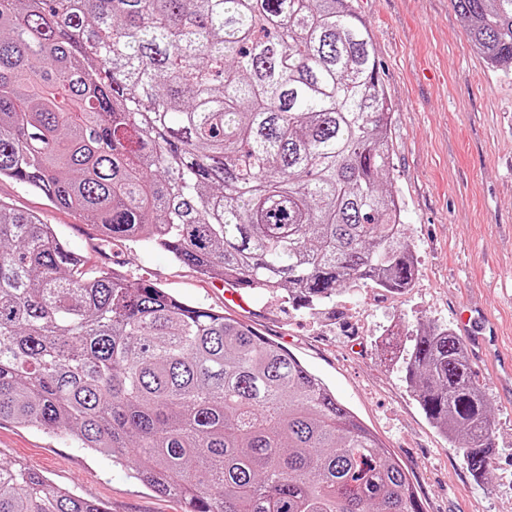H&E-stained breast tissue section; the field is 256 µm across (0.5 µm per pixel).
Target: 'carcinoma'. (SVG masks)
I'll list each match as a JSON object with an SVG mask.
<instances>
[{
    "mask_svg": "<svg viewBox=\"0 0 512 512\" xmlns=\"http://www.w3.org/2000/svg\"><path fill=\"white\" fill-rule=\"evenodd\" d=\"M512 70V0H451ZM392 104L352 0H0V179L107 241L316 311L413 286ZM406 381L476 477L491 410L461 337L421 324ZM64 430L187 512H424L286 348L74 256L0 200V419ZM0 512H108L0 464Z\"/></svg>",
    "mask_w": 512,
    "mask_h": 512,
    "instance_id": "1",
    "label": "carcinoma"
}]
</instances>
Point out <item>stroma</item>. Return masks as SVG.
Segmentation results:
<instances>
[{"instance_id": "stroma-1", "label": "stroma", "mask_w": 512, "mask_h": 512, "mask_svg": "<svg viewBox=\"0 0 512 512\" xmlns=\"http://www.w3.org/2000/svg\"><path fill=\"white\" fill-rule=\"evenodd\" d=\"M353 5L372 32L393 104L391 182L416 267L408 291L354 288L308 313L250 288L237 304L223 280L140 242L104 243L95 226L19 182L0 180V200L39 215L88 265L156 283L288 349L400 459L425 512H512V384L497 381L512 362V71L489 67L450 0ZM463 309L498 327L468 353L494 421L491 468L478 480L427 420L404 370L417 323L452 328ZM0 462L110 512H186L184 500L153 492L58 431L0 420Z\"/></svg>"}]
</instances>
